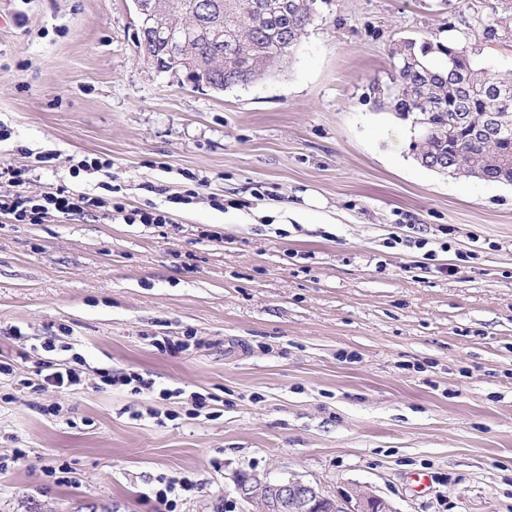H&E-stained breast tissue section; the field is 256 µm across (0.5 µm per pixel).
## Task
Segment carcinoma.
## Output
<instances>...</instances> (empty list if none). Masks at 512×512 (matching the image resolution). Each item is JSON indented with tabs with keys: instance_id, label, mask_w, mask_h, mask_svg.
I'll return each mask as SVG.
<instances>
[{
	"instance_id": "obj_1",
	"label": "carcinoma",
	"mask_w": 512,
	"mask_h": 512,
	"mask_svg": "<svg viewBox=\"0 0 512 512\" xmlns=\"http://www.w3.org/2000/svg\"><path fill=\"white\" fill-rule=\"evenodd\" d=\"M208 21L224 32L223 64L198 68L196 83L269 76L290 61L317 0H215ZM512 0H492L483 36L512 35ZM390 106L413 116L417 159L429 169L512 184V81L499 79L465 36L403 40L391 52Z\"/></svg>"
}]
</instances>
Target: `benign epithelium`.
I'll return each mask as SVG.
<instances>
[{
    "label": "benign epithelium",
    "instance_id": "7a95c632",
    "mask_svg": "<svg viewBox=\"0 0 512 512\" xmlns=\"http://www.w3.org/2000/svg\"><path fill=\"white\" fill-rule=\"evenodd\" d=\"M130 2L137 19L135 31L162 48V55L146 52L144 59L159 71L165 62L172 73L183 71L193 44L208 34L209 24L187 15H173L163 9L159 0ZM235 491L242 500L258 504L259 512H371L373 507L379 512H392L382 498L356 491L333 500L315 485L298 478L277 482L241 481Z\"/></svg>",
    "mask_w": 512,
    "mask_h": 512
}]
</instances>
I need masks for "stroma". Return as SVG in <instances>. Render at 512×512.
I'll return each instance as SVG.
<instances>
[{"label":"stroma","instance_id":"35a3bbf8","mask_svg":"<svg viewBox=\"0 0 512 512\" xmlns=\"http://www.w3.org/2000/svg\"><path fill=\"white\" fill-rule=\"evenodd\" d=\"M478 2L322 0L281 71L217 94L147 65L130 0H0V164L172 217L0 222V358L86 361L77 387L0 382V512H163L173 476L196 484L174 512H254L248 477L512 512V184L422 166L371 92L398 41L475 37ZM87 157L112 166L73 175ZM101 380L108 386H127L131 387V391L135 394L140 393L143 389H149L153 382L145 379L136 371L119 372L112 374V371L102 372Z\"/></svg>","mask_w":512,"mask_h":512}]
</instances>
